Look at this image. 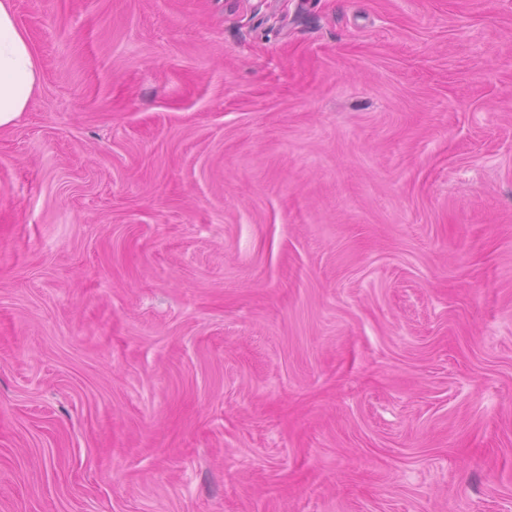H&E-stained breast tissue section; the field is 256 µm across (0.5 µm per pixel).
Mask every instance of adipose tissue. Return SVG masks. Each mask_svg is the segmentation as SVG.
Instances as JSON below:
<instances>
[{
    "mask_svg": "<svg viewBox=\"0 0 512 512\" xmlns=\"http://www.w3.org/2000/svg\"><path fill=\"white\" fill-rule=\"evenodd\" d=\"M39 70L11 0H0V129L14 124L38 87Z\"/></svg>",
    "mask_w": 512,
    "mask_h": 512,
    "instance_id": "ef3b65f1",
    "label": "adipose tissue"
}]
</instances>
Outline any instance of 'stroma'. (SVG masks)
I'll return each mask as SVG.
<instances>
[{
  "mask_svg": "<svg viewBox=\"0 0 512 512\" xmlns=\"http://www.w3.org/2000/svg\"><path fill=\"white\" fill-rule=\"evenodd\" d=\"M0 512H512V0H12ZM39 70L11 0L0 1V129L24 112L38 87Z\"/></svg>",
  "mask_w": 512,
  "mask_h": 512,
  "instance_id": "1",
  "label": "stroma"
}]
</instances>
